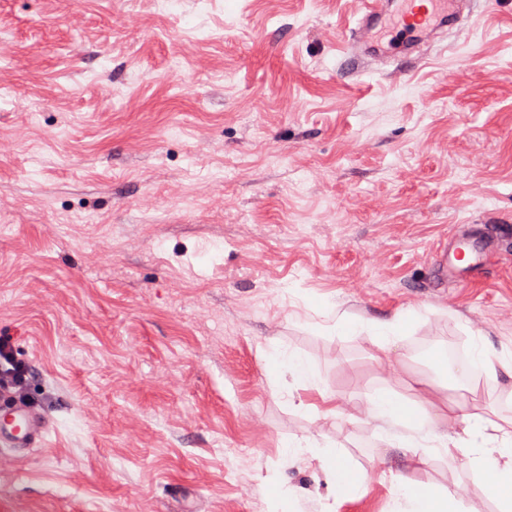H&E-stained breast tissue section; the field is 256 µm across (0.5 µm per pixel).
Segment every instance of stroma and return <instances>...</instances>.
I'll return each instance as SVG.
<instances>
[{
  "instance_id": "stroma-1",
  "label": "stroma",
  "mask_w": 512,
  "mask_h": 512,
  "mask_svg": "<svg viewBox=\"0 0 512 512\" xmlns=\"http://www.w3.org/2000/svg\"><path fill=\"white\" fill-rule=\"evenodd\" d=\"M357 6L0 0V336L51 423L0 472V512H393L414 475L475 491L463 454L411 472L323 398L441 382V432L512 418L511 378L414 351L512 355V0H477L418 64L359 53ZM457 231L492 244L463 284L437 260ZM409 313L384 351L334 328ZM274 348L314 385L271 374ZM310 439L361 496L288 452ZM294 453H302L301 448H314L313 456L321 462L324 482L329 496L351 497L361 492V478L350 464L342 460L341 454L333 448H319L315 445H288Z\"/></svg>"
}]
</instances>
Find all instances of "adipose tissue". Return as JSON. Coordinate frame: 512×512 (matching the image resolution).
Masks as SVG:
<instances>
[{"label": "adipose tissue", "instance_id": "1", "mask_svg": "<svg viewBox=\"0 0 512 512\" xmlns=\"http://www.w3.org/2000/svg\"><path fill=\"white\" fill-rule=\"evenodd\" d=\"M411 322V317L405 316L362 324L343 316L337 320L336 329L343 335L368 331L376 345L384 349L395 343ZM434 402L435 394L428 389L421 392L419 399L410 400L393 389L381 387L353 403L352 409L386 427L390 447L410 454L424 442L430 452L449 455L458 450L459 445L439 432L437 419L428 411ZM313 455L321 463L330 496L351 497L360 493V477L335 449L317 447ZM467 456L472 470L490 476L488 484L475 498L465 502L454 489L441 491L422 480H399L392 494L402 512H483L482 503L487 499L497 502L498 512H512V418L499 422L476 417Z\"/></svg>", "mask_w": 512, "mask_h": 512}]
</instances>
